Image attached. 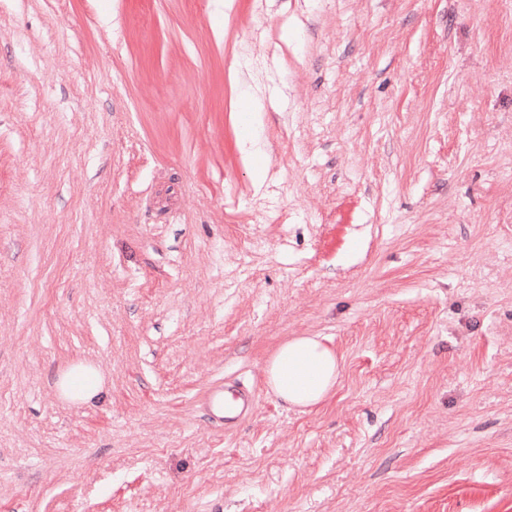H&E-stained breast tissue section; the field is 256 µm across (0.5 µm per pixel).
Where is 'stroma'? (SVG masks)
<instances>
[{
	"mask_svg": "<svg viewBox=\"0 0 512 512\" xmlns=\"http://www.w3.org/2000/svg\"><path fill=\"white\" fill-rule=\"evenodd\" d=\"M0 512H512V0H0ZM270 392L305 411L323 402L339 377L336 353L319 336H295L282 343L264 368ZM56 388L61 397L74 402L90 403L105 395L100 374L94 368L83 364L62 372ZM226 391L224 385L214 386L206 395V398L213 401L216 412L221 416L219 419L224 421V431L235 428L251 412L254 396L252 392L241 383H235L227 390L231 393V398L224 394V397L218 396L222 391Z\"/></svg>",
	"mask_w": 512,
	"mask_h": 512,
	"instance_id": "obj_1",
	"label": "stroma"
}]
</instances>
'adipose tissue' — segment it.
<instances>
[{
	"label": "adipose tissue",
	"mask_w": 512,
	"mask_h": 512,
	"mask_svg": "<svg viewBox=\"0 0 512 512\" xmlns=\"http://www.w3.org/2000/svg\"><path fill=\"white\" fill-rule=\"evenodd\" d=\"M270 392L291 407L306 410L323 402L334 390L339 377L335 352L320 337L296 336L282 343L264 368ZM56 388L61 397L82 403L103 398L100 374L87 365L61 373Z\"/></svg>",
	"instance_id": "adipose-tissue-1"
}]
</instances>
